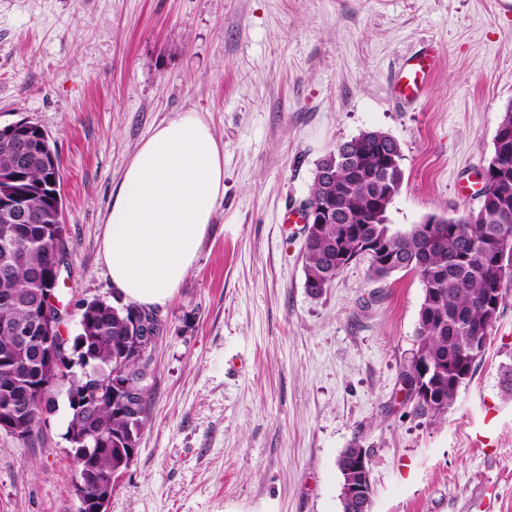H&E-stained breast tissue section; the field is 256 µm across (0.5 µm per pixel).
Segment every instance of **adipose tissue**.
<instances>
[{
  "label": "adipose tissue",
  "mask_w": 512,
  "mask_h": 512,
  "mask_svg": "<svg viewBox=\"0 0 512 512\" xmlns=\"http://www.w3.org/2000/svg\"><path fill=\"white\" fill-rule=\"evenodd\" d=\"M224 198V147L200 112L158 124L120 177L102 254L123 300L166 304L193 267Z\"/></svg>",
  "instance_id": "1"
}]
</instances>
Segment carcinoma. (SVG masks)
<instances>
[{
	"mask_svg": "<svg viewBox=\"0 0 512 512\" xmlns=\"http://www.w3.org/2000/svg\"><path fill=\"white\" fill-rule=\"evenodd\" d=\"M379 130L354 137L365 150L363 168L336 169V180L322 179L320 170L336 150L317 163L307 202L324 205L339 215L313 224L305 238L304 287L322 295L350 264L365 258L373 281L393 270L415 273L424 296L418 313L417 348L406 366L410 384L420 380L418 366L428 360L436 374L440 400L417 401L422 414L447 412L459 389L468 383L478 360H468L476 345L482 357L503 301L496 290L512 280V148L503 153L494 139L492 156L484 166L485 183L478 209H468L442 224H413L397 230L387 223V210L370 221L374 178L378 175L375 141ZM55 168L50 152L33 150L27 166L9 181H0V198L23 196L27 223L18 232L0 212V324L46 320L36 300L58 296L51 277L56 252L67 247L62 200L51 188ZM146 308L135 303L94 299L83 304L82 327L68 338L75 363L65 366L71 417L65 433L76 464L74 482L83 496L78 512H99L111 477L128 469L138 452L148 420L151 394L146 384L152 358L142 357V342L133 318ZM46 338L35 331L20 339L0 329V422L9 421V435L25 445L38 439L43 414L55 407L45 384L53 370L45 362ZM112 377V388L98 390L96 378Z\"/></svg>",
	"mask_w": 512,
	"mask_h": 512,
	"instance_id": "cac0c4a2",
	"label": "carcinoma"
}]
</instances>
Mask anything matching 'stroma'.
<instances>
[{
	"label": "stroma",
	"mask_w": 512,
	"mask_h": 512,
	"mask_svg": "<svg viewBox=\"0 0 512 512\" xmlns=\"http://www.w3.org/2000/svg\"><path fill=\"white\" fill-rule=\"evenodd\" d=\"M416 100L391 86L428 44ZM512 106V0H0V123L29 118L58 153L70 265L63 333L111 300L112 189L160 122L197 109L224 146V199L159 307L149 418L107 512H342L340 453L369 454L370 512H512V285L486 353L443 416L403 379L423 290L368 260L321 296L302 231L282 226L317 162L364 130L394 137L404 229L477 208ZM66 385L39 438L0 432V512H77Z\"/></svg>",
	"instance_id": "35a3bbf8"
}]
</instances>
